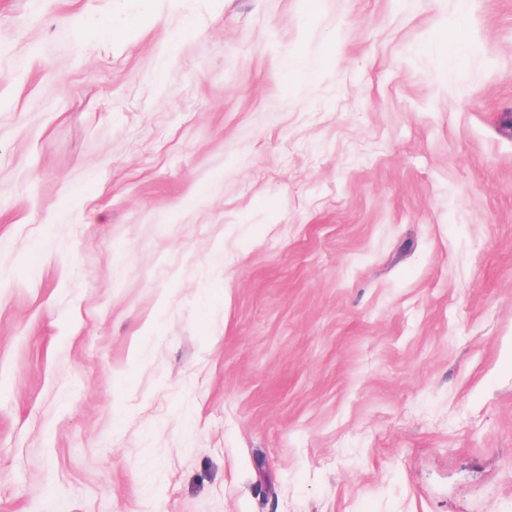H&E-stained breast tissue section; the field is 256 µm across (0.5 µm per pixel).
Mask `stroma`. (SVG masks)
<instances>
[{
  "label": "stroma",
  "instance_id": "35a3bbf8",
  "mask_svg": "<svg viewBox=\"0 0 512 512\" xmlns=\"http://www.w3.org/2000/svg\"><path fill=\"white\" fill-rule=\"evenodd\" d=\"M0 0V512H512V0Z\"/></svg>",
  "mask_w": 512,
  "mask_h": 512
}]
</instances>
